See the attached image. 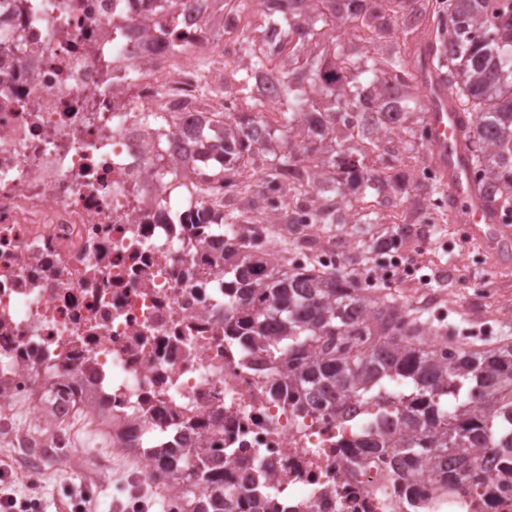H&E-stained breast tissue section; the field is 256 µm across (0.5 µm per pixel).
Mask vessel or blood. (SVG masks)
<instances>
[{
	"label": "vessel or blood",
	"instance_id": "1",
	"mask_svg": "<svg viewBox=\"0 0 512 512\" xmlns=\"http://www.w3.org/2000/svg\"><path fill=\"white\" fill-rule=\"evenodd\" d=\"M430 153L428 159L443 175L448 209L462 222L466 235L499 252L512 240V227L484 202L468 173L467 124L436 70L421 74Z\"/></svg>",
	"mask_w": 512,
	"mask_h": 512
}]
</instances>
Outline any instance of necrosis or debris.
<instances>
[{"instance_id":"1","label":"necrosis or debris","mask_w":512,"mask_h":512,"mask_svg":"<svg viewBox=\"0 0 512 512\" xmlns=\"http://www.w3.org/2000/svg\"><path fill=\"white\" fill-rule=\"evenodd\" d=\"M8 0L0 25V400L74 371L152 451L224 433V480L257 512H512L484 458L470 493L432 490L369 448L395 416L367 401L301 412L281 365L224 333L222 239L189 231L193 184L170 192L157 156L196 157L201 86L224 89L233 34L214 0ZM172 14L171 36L157 33ZM164 112L169 128L147 121Z\"/></svg>"}]
</instances>
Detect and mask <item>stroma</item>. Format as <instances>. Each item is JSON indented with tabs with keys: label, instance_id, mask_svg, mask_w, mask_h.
<instances>
[{
	"label": "stroma",
	"instance_id": "35a3bbf8",
	"mask_svg": "<svg viewBox=\"0 0 512 512\" xmlns=\"http://www.w3.org/2000/svg\"><path fill=\"white\" fill-rule=\"evenodd\" d=\"M371 213L369 224H346L322 233L336 254L337 272L361 279L369 260L361 244L373 237L403 229L396 250L416 252L420 274L399 271L378 286L407 311L423 314L435 336L454 330L460 339L484 337L495 343L502 335L499 317L512 312V263L470 242L460 223L448 213L446 199L418 200L414 192L387 193L381 203L353 202L351 213ZM429 283H422V275ZM34 396L19 399L16 407L0 403V498L38 493L49 512L66 500L68 488L86 487L89 512H166L168 486L147 478L133 480L139 471L136 454L112 445L108 425L90 413L76 410L66 423L50 416L40 422L28 417Z\"/></svg>",
	"mask_w": 512,
	"mask_h": 512
}]
</instances>
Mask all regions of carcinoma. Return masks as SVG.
Returning <instances> with one entry per match:
<instances>
[{
  "label": "carcinoma",
  "instance_id": "cac0c4a2",
  "mask_svg": "<svg viewBox=\"0 0 512 512\" xmlns=\"http://www.w3.org/2000/svg\"><path fill=\"white\" fill-rule=\"evenodd\" d=\"M262 0L266 25L281 31L274 44L240 33L243 53L235 94L251 111L212 112L222 136L207 142L193 166L177 167L164 158L155 164L160 184L182 180L208 185L266 156L265 180L309 195L316 206L313 224L326 232L347 223L350 208L339 201L342 186L361 199H377L390 185L413 183L430 201L443 194L435 180H410L402 156L427 139L418 62L407 59L398 33L422 26L426 0H406L403 20L381 0ZM433 40L432 64L469 120L467 151L471 178L504 223L512 224V0H444ZM363 33L373 45L393 44L387 57L352 60L343 25ZM278 75L280 95L253 94L255 72ZM395 104L403 115L397 129L382 121ZM378 154L392 175L381 177L363 166ZM300 155L313 165H302ZM242 214L221 209L217 199L189 217L193 228L223 230L224 335L240 336L278 359L288 378V398L298 409L313 404L371 399L380 410L399 415V437L390 445L401 468L415 471L431 462L429 478L440 489L448 478L461 492L477 476L480 458L470 456L484 441L500 456L512 478V431L496 435L498 418L512 423V341L475 345L448 339L443 355L425 336L427 321L412 315L356 280L306 264L279 265L261 255L260 235H241ZM403 380L411 392L394 400L379 394L384 381ZM73 386L57 380L44 393L50 403ZM154 477L182 489L181 512H236L247 488H224V436L186 454L157 451Z\"/></svg>",
  "mask_w": 512,
  "mask_h": 512
}]
</instances>
